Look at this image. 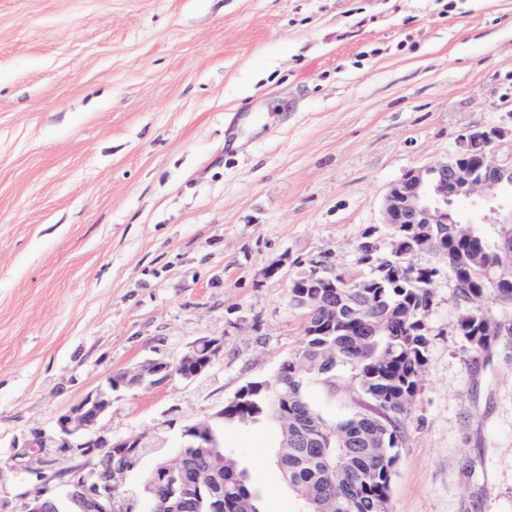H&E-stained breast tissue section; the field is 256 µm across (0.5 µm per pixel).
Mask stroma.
I'll list each match as a JSON object with an SVG mask.
<instances>
[{
    "mask_svg": "<svg viewBox=\"0 0 512 512\" xmlns=\"http://www.w3.org/2000/svg\"><path fill=\"white\" fill-rule=\"evenodd\" d=\"M512 118V0H0V463L14 505L64 500L81 464L15 438L107 376L223 351L193 381L112 397L113 441L144 448L120 500L184 426L208 421L263 512H300L266 421L216 414L304 342L293 280L369 276L389 254L383 197L446 159L468 129ZM433 269L418 390L400 419L391 512H512V302L476 350L448 264ZM280 264L275 277L264 270ZM330 423L360 411L354 370L308 374Z\"/></svg>",
    "mask_w": 512,
    "mask_h": 512,
    "instance_id": "stroma-1",
    "label": "stroma"
}]
</instances>
